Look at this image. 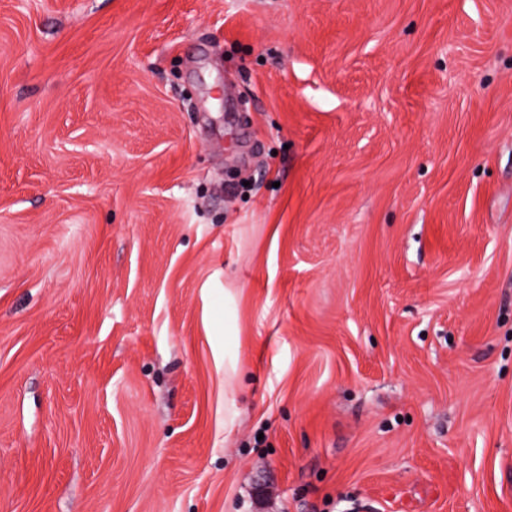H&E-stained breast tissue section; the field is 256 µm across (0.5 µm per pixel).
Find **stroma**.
<instances>
[{"label": "stroma", "mask_w": 512, "mask_h": 512, "mask_svg": "<svg viewBox=\"0 0 512 512\" xmlns=\"http://www.w3.org/2000/svg\"><path fill=\"white\" fill-rule=\"evenodd\" d=\"M0 512H512V0H0Z\"/></svg>", "instance_id": "1"}]
</instances>
